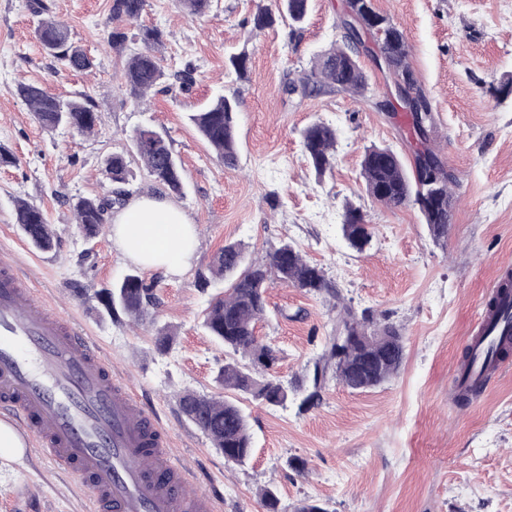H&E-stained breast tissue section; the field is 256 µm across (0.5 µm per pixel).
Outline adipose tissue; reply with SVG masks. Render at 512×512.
Returning a JSON list of instances; mask_svg holds the SVG:
<instances>
[{"instance_id":"1","label":"adipose tissue","mask_w":512,"mask_h":512,"mask_svg":"<svg viewBox=\"0 0 512 512\" xmlns=\"http://www.w3.org/2000/svg\"><path fill=\"white\" fill-rule=\"evenodd\" d=\"M112 237L132 262L165 274L183 272L195 253V228L162 193L133 199L112 218Z\"/></svg>"}]
</instances>
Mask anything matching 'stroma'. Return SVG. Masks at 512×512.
<instances>
[{"instance_id": "obj_1", "label": "stroma", "mask_w": 512, "mask_h": 512, "mask_svg": "<svg viewBox=\"0 0 512 512\" xmlns=\"http://www.w3.org/2000/svg\"><path fill=\"white\" fill-rule=\"evenodd\" d=\"M33 2L0 0V146L18 159L0 165V249L14 252L38 299L66 313L111 358L113 372L168 430L178 464L198 488L220 492L222 512H263L259 490L266 486L285 512L304 502L325 512H512V368L469 404L453 398L488 287L512 271V0H375L406 36L410 65L434 111L429 145L455 177L444 243L433 239L415 205L391 208L365 189L366 147L392 148L408 165L417 149L406 112L377 107L394 99L395 86L375 53L358 57L364 96L284 91L340 40L344 0H313L302 26L279 23L262 32L251 19L269 0H213L201 18L184 15L175 0H146L139 22L163 31L162 67L190 72L192 82L150 94L141 105L118 80L129 52L108 43L112 0H43L92 58L88 71L66 69L43 50ZM240 52L247 55L242 76L228 62ZM21 84L64 98L89 95L95 133L43 128L17 94ZM221 94L238 101L234 169L224 168L188 120ZM315 122L336 132L334 164L323 174L301 139ZM139 127L164 135L181 160L185 193L174 201L199 230L185 271L143 273L156 284L159 323L176 332L166 351L157 350L148 325L124 314L100 318L95 291L135 265L115 247L109 227L85 238L70 207L81 196L107 195L100 162L113 152L130 155L131 195L153 189L130 154L128 136ZM21 199L43 210L56 234L52 251H37L20 235ZM350 206L371 226L360 252L342 232ZM285 241L322 267L356 313L398 326L405 358L395 376L367 391L328 380L321 403L307 411L294 401L273 407L239 396L253 454L232 466L178 401L187 389L222 395L215 377L235 358L202 328L211 298L228 284L203 290L198 281L227 243L244 244L252 259ZM76 283L86 295L73 293ZM266 300L258 334L280 350L276 376L288 387L310 382L338 318L331 298L276 284ZM298 461L304 473L295 471ZM76 485L34 441L0 458V512H83Z\"/></svg>"}]
</instances>
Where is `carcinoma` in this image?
<instances>
[{
    "label": "carcinoma",
    "mask_w": 512,
    "mask_h": 512,
    "mask_svg": "<svg viewBox=\"0 0 512 512\" xmlns=\"http://www.w3.org/2000/svg\"><path fill=\"white\" fill-rule=\"evenodd\" d=\"M177 3L189 16L203 15L211 7V0H177ZM144 6L145 0H112L111 20L133 22ZM310 6L311 0H270V4L258 8L253 15V28L262 31L280 21L299 26L306 20ZM346 8L356 12L368 26L367 34L389 56L386 68L395 83L405 81L408 90L415 93L410 108L411 131L418 141L426 142L434 124L433 110L417 85L409 63L410 46L403 31L391 17L376 10L373 0H346ZM35 13L41 16L37 37L48 55L75 71L92 69L93 60L72 45L68 28L48 16V7L39 0L35 2ZM358 40L357 32L343 28L342 44L318 55L299 83H288L286 91L311 94L328 88L363 94L367 80L355 51ZM133 41L140 44L141 49L128 57L123 83L129 96L138 104L167 80L157 57L164 33L157 27L141 26L134 33ZM17 93L38 123L47 129L65 126L80 134H88L97 125L95 104L88 95L62 99L37 85H21ZM236 112L237 101L219 95L203 111L190 115V121L217 159L229 169L238 164ZM130 141L154 183L176 195L184 194L181 165L163 135L150 128H139L130 136ZM302 143L317 173L332 168L336 144L333 128L322 122L313 123L303 130ZM101 167L111 185L110 195L80 197L71 204L77 226L87 237L99 233L109 210L122 203L128 194L125 186L129 184L131 170L126 155L122 152L109 154L101 160ZM361 176L372 198L390 207L410 202L417 205L432 237L438 242L448 241L449 217L454 202L453 178L432 150L415 153L414 172L410 174L401 157L391 148L369 147L364 153ZM16 224L35 248L53 249L54 232L39 208L25 201L18 202ZM342 229L350 242L359 232L363 242L371 239L363 214L357 208H346ZM210 271L218 279L231 281V288L211 301L202 326L225 348L250 361L248 366L236 361L224 364L217 375V382L224 390L249 395L269 406H280L288 400V388L276 376L257 370L259 363L273 364L277 360V350L256 336V324L267 314V288L275 283L324 293L335 299L340 305L336 328L347 336L358 337L350 344L337 342L334 335L329 337L323 354L314 364L312 389L293 393L300 408L308 409L321 401V391L330 376L352 390L366 391L398 373L404 360L401 329L391 323L378 324L364 314L357 315L342 303L339 292L326 279L323 269L307 262L292 244L285 242L271 251L265 260L249 263L241 244L228 243L212 258ZM96 297L102 306L101 315L109 318L120 309L132 319L142 321L148 316L149 309L157 307L153 286L136 270L112 287L96 292ZM511 297L512 275L509 274L502 279L498 293L486 304L492 317L491 324L498 325L500 332L494 336L486 332L464 350L456 389L457 399L462 403L477 397L483 390V381L474 374L476 366L481 363L489 367L512 351V303L507 302ZM179 403L188 419L224 453L225 461L238 466L248 461L252 438L247 417L235 400L186 390L180 393Z\"/></svg>",
    "instance_id": "1"
}]
</instances>
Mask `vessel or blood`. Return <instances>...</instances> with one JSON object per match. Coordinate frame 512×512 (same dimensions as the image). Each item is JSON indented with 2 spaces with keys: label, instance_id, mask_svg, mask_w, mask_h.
<instances>
[{
  "label": "vessel or blood",
  "instance_id": "1",
  "mask_svg": "<svg viewBox=\"0 0 512 512\" xmlns=\"http://www.w3.org/2000/svg\"><path fill=\"white\" fill-rule=\"evenodd\" d=\"M0 409L74 473L87 512H219L194 490L169 433L89 336L37 301L0 250Z\"/></svg>",
  "mask_w": 512,
  "mask_h": 512
}]
</instances>
